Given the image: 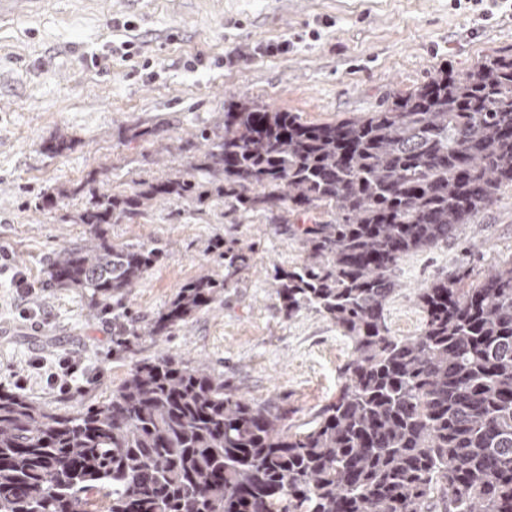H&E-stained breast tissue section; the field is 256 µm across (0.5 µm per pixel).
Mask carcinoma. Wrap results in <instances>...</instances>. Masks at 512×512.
Returning <instances> with one entry per match:
<instances>
[{
  "label": "carcinoma",
  "instance_id": "carcinoma-1",
  "mask_svg": "<svg viewBox=\"0 0 512 512\" xmlns=\"http://www.w3.org/2000/svg\"><path fill=\"white\" fill-rule=\"evenodd\" d=\"M187 168L86 197L88 236L57 251L46 286L119 307L164 249L106 225L159 200L330 222L293 229L306 255L274 268L288 318L315 309L352 345L313 425L241 393L203 364L162 355L99 405L64 413L0 390V512H512V264L478 288L433 280L415 336H395L393 270L456 237L512 187V56L444 68L374 112L305 123L248 98L224 103ZM224 275L183 285L144 333L160 339L224 302L255 243L215 242Z\"/></svg>",
  "mask_w": 512,
  "mask_h": 512
}]
</instances>
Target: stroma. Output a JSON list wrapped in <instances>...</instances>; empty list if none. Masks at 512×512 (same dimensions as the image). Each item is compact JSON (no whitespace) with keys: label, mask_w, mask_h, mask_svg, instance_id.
I'll return each mask as SVG.
<instances>
[{"label":"stroma","mask_w":512,"mask_h":512,"mask_svg":"<svg viewBox=\"0 0 512 512\" xmlns=\"http://www.w3.org/2000/svg\"><path fill=\"white\" fill-rule=\"evenodd\" d=\"M284 41L287 52H273ZM493 55H512V0L486 13L451 0H40L0 21V249L10 257L0 270V389L24 380L26 396L65 411L105 401L134 366L170 354L206 362L305 428L334 397L352 347L316 311L280 312L271 276L299 264L304 249L269 213L160 202L119 217L113 240L156 242L165 255L116 314L94 310L80 291L46 287L49 259L87 234L71 220L87 194L129 192L184 169L186 146L214 126L229 96L334 122L378 110L442 67L463 74ZM62 135L71 149L46 152ZM58 189L68 197L41 206ZM230 238L254 241L257 262L222 305L163 340L128 337L113 353L121 328L222 270L212 243ZM510 261L509 186L457 238L400 261L401 288L387 306L393 335L418 334L415 296L436 277L458 273L473 288ZM19 272L35 289L31 299L17 291Z\"/></svg>","instance_id":"obj_1"}]
</instances>
